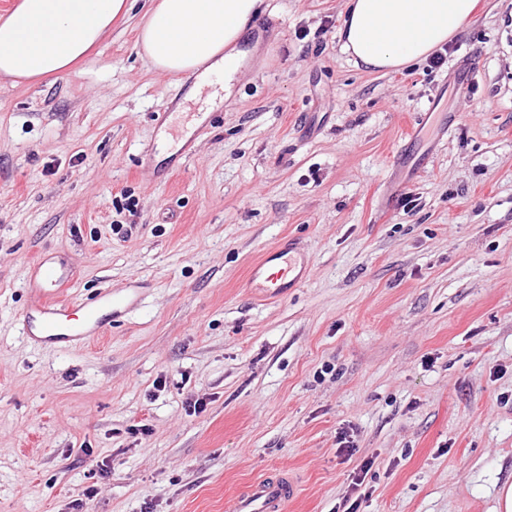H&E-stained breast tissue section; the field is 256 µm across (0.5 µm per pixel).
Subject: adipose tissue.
Here are the masks:
<instances>
[{
    "label": "adipose tissue",
    "mask_w": 512,
    "mask_h": 512,
    "mask_svg": "<svg viewBox=\"0 0 512 512\" xmlns=\"http://www.w3.org/2000/svg\"><path fill=\"white\" fill-rule=\"evenodd\" d=\"M262 0H153L136 47L166 74L195 73L201 83L241 73L246 40ZM477 0H347L342 52L357 64L390 72L424 60L471 17ZM130 10L128 0H17L0 17V76L13 84L68 73Z\"/></svg>",
    "instance_id": "ef3b65f1"
}]
</instances>
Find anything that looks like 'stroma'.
<instances>
[{
	"label": "stroma",
	"mask_w": 512,
	"mask_h": 512,
	"mask_svg": "<svg viewBox=\"0 0 512 512\" xmlns=\"http://www.w3.org/2000/svg\"><path fill=\"white\" fill-rule=\"evenodd\" d=\"M345 3L264 0L222 101L138 55L150 0L54 83L0 78V512H225L280 470L285 512H495L512 482V0H478L443 66L387 73L341 51ZM161 112L208 113L187 162L162 158ZM421 114L433 156L397 170ZM288 237L307 278L284 298L244 287ZM43 255L69 297L109 289L125 312L76 348L31 343Z\"/></svg>",
	"instance_id": "stroma-1"
}]
</instances>
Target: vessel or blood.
Instances as JSON below:
<instances>
[{
    "label": "vessel or blood",
    "instance_id": "b4317fda",
    "mask_svg": "<svg viewBox=\"0 0 512 512\" xmlns=\"http://www.w3.org/2000/svg\"><path fill=\"white\" fill-rule=\"evenodd\" d=\"M306 258L285 242L262 253L252 265L247 287L266 296H284L303 279ZM34 280L20 324L25 336L35 342L80 345L100 335L107 315L123 307L111 291L103 290L91 299L74 301L64 297L67 276L64 270L46 259L33 264ZM296 496L291 475L262 478L253 482L226 504V512H284Z\"/></svg>",
    "mask_w": 512,
    "mask_h": 512
}]
</instances>
